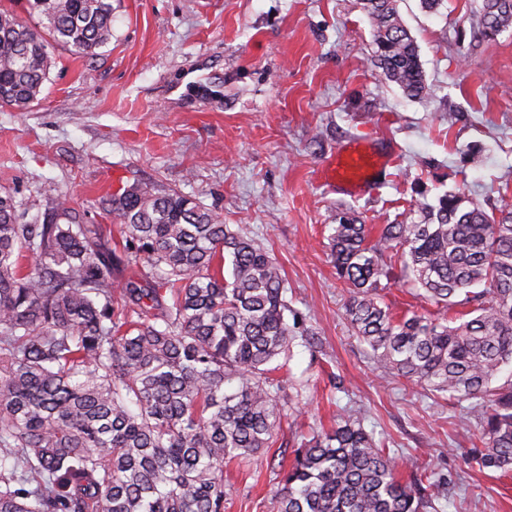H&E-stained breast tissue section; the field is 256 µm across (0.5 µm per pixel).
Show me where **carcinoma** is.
<instances>
[{"label": "carcinoma", "instance_id": "carcinoma-1", "mask_svg": "<svg viewBox=\"0 0 512 512\" xmlns=\"http://www.w3.org/2000/svg\"><path fill=\"white\" fill-rule=\"evenodd\" d=\"M397 0H362L374 63L409 97L425 93L416 41ZM27 23L0 7V104L27 109L48 80V49L93 57L112 39V0H25ZM480 33L512 28V0H484ZM444 194L371 227L333 226L331 254L349 288L345 316L384 378H403L480 412L481 467L512 472V207L501 216ZM112 228L62 199L20 222L0 193V512H224V460L272 447L283 380L305 319L287 315L268 248L175 191L126 186ZM138 267L115 294L120 266ZM460 322L396 318L381 292L400 281ZM425 468L402 482L396 456L357 411L337 410L296 450L267 512H422L437 486Z\"/></svg>", "mask_w": 512, "mask_h": 512}]
</instances>
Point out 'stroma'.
<instances>
[{
  "instance_id": "35a3bbf8",
  "label": "stroma",
  "mask_w": 512,
  "mask_h": 512,
  "mask_svg": "<svg viewBox=\"0 0 512 512\" xmlns=\"http://www.w3.org/2000/svg\"><path fill=\"white\" fill-rule=\"evenodd\" d=\"M483 0L427 14L398 0L428 93L406 98L374 71L359 0H112V39L91 58L50 50L49 79L24 111L0 106V191L25 224L65 196L105 224L121 187L173 190L241 226L276 258L314 345L295 343L292 397L262 460L224 465V512H265L295 450L337 406L394 450L404 474L443 477L444 512H512V478L480 469L478 417L457 424L441 394L381 381L344 315L328 237L338 218L396 224L456 192L486 211L512 205V29L484 38ZM355 140L381 157L374 186L337 188L324 165Z\"/></svg>"
}]
</instances>
